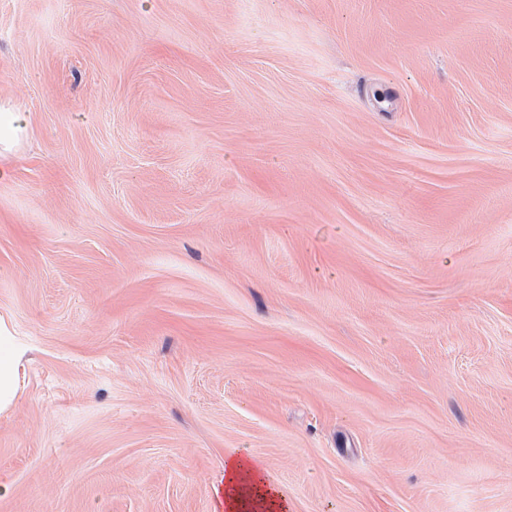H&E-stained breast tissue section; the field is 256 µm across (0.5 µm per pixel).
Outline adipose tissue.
Here are the masks:
<instances>
[{"instance_id": "adipose-tissue-1", "label": "adipose tissue", "mask_w": 512, "mask_h": 512, "mask_svg": "<svg viewBox=\"0 0 512 512\" xmlns=\"http://www.w3.org/2000/svg\"><path fill=\"white\" fill-rule=\"evenodd\" d=\"M28 120L10 104L0 105V179L8 174L27 136ZM28 350L15 336L11 316L0 314V415L18 405L24 386ZM224 512H292L286 492L269 476L262 460L246 449L224 457Z\"/></svg>"}]
</instances>
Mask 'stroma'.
<instances>
[{
  "instance_id": "35a3bbf8",
  "label": "stroma",
  "mask_w": 512,
  "mask_h": 512,
  "mask_svg": "<svg viewBox=\"0 0 512 512\" xmlns=\"http://www.w3.org/2000/svg\"><path fill=\"white\" fill-rule=\"evenodd\" d=\"M0 512H512V0H0ZM28 120L8 103L0 105V179L8 174L9 164L17 156L27 136ZM28 349L15 336L13 319L0 314V415L18 405L24 386ZM223 472L211 486V512L292 511L286 492L269 476L262 460L249 450L229 451L224 457ZM216 488L222 492L224 489V507L217 511ZM222 492L219 493L221 499Z\"/></svg>"
}]
</instances>
